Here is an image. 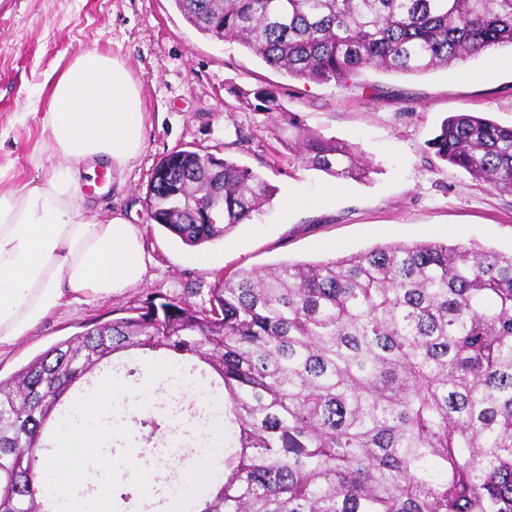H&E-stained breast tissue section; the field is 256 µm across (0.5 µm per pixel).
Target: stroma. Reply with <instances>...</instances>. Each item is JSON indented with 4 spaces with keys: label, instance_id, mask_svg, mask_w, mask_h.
<instances>
[{
    "label": "stroma",
    "instance_id": "35a3bbf8",
    "mask_svg": "<svg viewBox=\"0 0 512 512\" xmlns=\"http://www.w3.org/2000/svg\"><path fill=\"white\" fill-rule=\"evenodd\" d=\"M125 64L146 112L142 153L86 196L99 218L123 216L142 232V284L104 301L47 317L35 334L0 357L5 378L90 323L127 316L147 296L206 304L216 273L190 266L191 246L149 223L144 197L153 167L190 147L229 158L263 175L275 200L205 249L220 270L318 262L393 243L443 242L512 254V196L491 190L429 154L441 121L470 112L512 125V68L469 60V75L440 68L421 75L365 71L349 87L284 76L237 43L205 36L173 0H0V191L48 178L57 164L42 151L45 101L33 90L54 66L84 49ZM277 85L289 111L310 130L357 144L374 164L369 181L343 183L289 163L284 121L240 109L235 90ZM332 192L329 205L281 208L289 197ZM335 250H327V243ZM219 270V271H220ZM131 480L115 489L127 512H195L196 496L160 484L148 497Z\"/></svg>",
    "mask_w": 512,
    "mask_h": 512
}]
</instances>
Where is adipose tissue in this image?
I'll use <instances>...</instances> for the list:
<instances>
[{"mask_svg":"<svg viewBox=\"0 0 512 512\" xmlns=\"http://www.w3.org/2000/svg\"><path fill=\"white\" fill-rule=\"evenodd\" d=\"M145 113L125 65L81 51L52 80L43 150L51 176L0 193V355L57 310L89 305L140 284L144 250L136 225L90 215L82 184L97 167L125 166L141 151ZM195 487L220 488L224 423L201 438Z\"/></svg>","mask_w":512,"mask_h":512,"instance_id":"ef3b65f1","label":"adipose tissue"}]
</instances>
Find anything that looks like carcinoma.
<instances>
[{"mask_svg": "<svg viewBox=\"0 0 512 512\" xmlns=\"http://www.w3.org/2000/svg\"><path fill=\"white\" fill-rule=\"evenodd\" d=\"M200 33L285 76L346 86L512 47V0H174ZM240 108L294 129L289 162L369 179L361 149L303 127L270 87ZM430 148L512 195V126L447 117ZM260 174L209 152L162 156L148 219L190 246L273 199ZM195 357L221 379L238 450L199 512H512V254L395 243L224 275L208 305L153 295L0 379V512H53L29 449L60 388L125 349Z\"/></svg>", "mask_w": 512, "mask_h": 512, "instance_id": "1", "label": "carcinoma"}]
</instances>
